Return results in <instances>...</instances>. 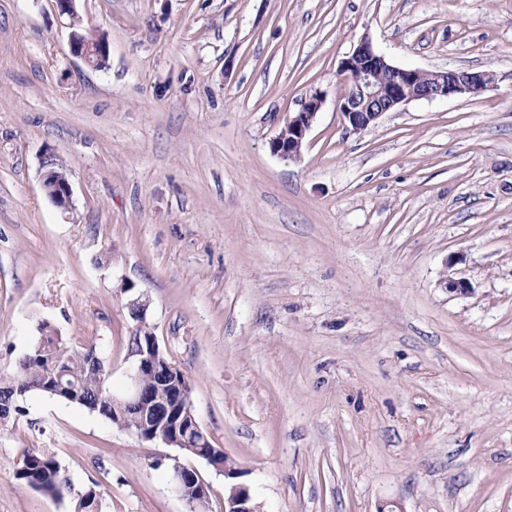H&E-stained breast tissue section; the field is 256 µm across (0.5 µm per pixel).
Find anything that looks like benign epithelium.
<instances>
[{"label": "benign epithelium", "instance_id": "1", "mask_svg": "<svg viewBox=\"0 0 512 512\" xmlns=\"http://www.w3.org/2000/svg\"><path fill=\"white\" fill-rule=\"evenodd\" d=\"M71 36L72 53L91 67H97L92 45L78 44ZM338 75L346 88L337 101V110L354 132H360L395 107L415 100H434L455 96H472L493 84V75L485 71L447 70L425 71L392 64L385 55L374 49L371 42L362 40L351 54L341 60ZM324 103L322 93L314 92L305 98L301 109L288 118L281 132L271 140L270 150L288 159H297L308 132ZM56 157L43 158V188L49 199L64 210L72 205L69 178L54 169ZM148 354L137 359L132 386L122 397L110 396L112 408L124 421L127 429L147 441L160 440L173 448H189L205 432L193 412L192 387L174 364L167 362L157 340L147 344ZM147 376H154L169 387L168 395H151L142 385ZM224 481L230 483L229 495L224 497V512H257L251 504L250 487L239 481L244 471L219 467ZM175 487L188 506H193L190 488H208L194 468L175 466Z\"/></svg>", "mask_w": 512, "mask_h": 512}]
</instances>
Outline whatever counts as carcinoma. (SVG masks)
Wrapping results in <instances>:
<instances>
[{"label": "carcinoma", "mask_w": 512, "mask_h": 512, "mask_svg": "<svg viewBox=\"0 0 512 512\" xmlns=\"http://www.w3.org/2000/svg\"><path fill=\"white\" fill-rule=\"evenodd\" d=\"M39 341L10 370H0V426L24 412L23 397L18 395L20 386L37 391L63 402L86 408L102 416L108 423L124 428L120 419L112 417L110 372L93 343H73L59 336L47 322L40 324ZM62 375L66 386L74 387L75 400L61 397L46 389V383ZM16 479L55 499L74 495L73 512H85V501L95 497L96 486L73 493L72 483L53 452L46 448L27 450Z\"/></svg>", "instance_id": "1"}]
</instances>
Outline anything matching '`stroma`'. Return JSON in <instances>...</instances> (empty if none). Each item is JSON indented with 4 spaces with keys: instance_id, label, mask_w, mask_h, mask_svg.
I'll return each mask as SVG.
<instances>
[{
    "instance_id": "stroma-1",
    "label": "stroma",
    "mask_w": 512,
    "mask_h": 512,
    "mask_svg": "<svg viewBox=\"0 0 512 512\" xmlns=\"http://www.w3.org/2000/svg\"><path fill=\"white\" fill-rule=\"evenodd\" d=\"M75 31L107 43L104 68ZM364 39L495 83L353 132L337 71ZM316 91L300 159L273 154ZM136 299L260 512H512V0H0V368L47 321L124 395ZM23 405L0 427V512L72 510L18 483L31 448L102 512H188L177 465L224 512L205 461ZM56 157L48 155L43 158V188L49 199L59 208L69 209L72 205V188L69 178L54 169ZM174 483L178 493L185 500L189 509L192 508L194 499L188 493V489L200 487L203 492H206V489L209 488L201 479L196 469L179 465L174 468Z\"/></svg>"
}]
</instances>
